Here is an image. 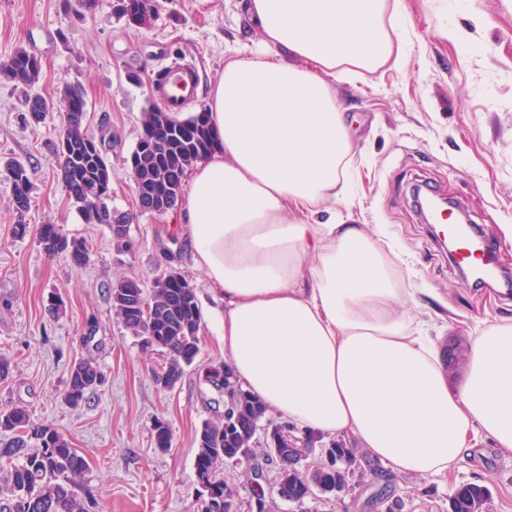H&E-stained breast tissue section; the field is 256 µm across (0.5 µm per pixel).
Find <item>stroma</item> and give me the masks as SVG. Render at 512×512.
Returning <instances> with one entry per match:
<instances>
[{
    "instance_id": "stroma-1",
    "label": "stroma",
    "mask_w": 512,
    "mask_h": 512,
    "mask_svg": "<svg viewBox=\"0 0 512 512\" xmlns=\"http://www.w3.org/2000/svg\"><path fill=\"white\" fill-rule=\"evenodd\" d=\"M114 4L95 0L87 10L78 0H0V64L23 48L42 65L32 89L0 79V358L11 365L0 380V411L26 407L34 423L50 425L85 456L76 491L87 512H197L195 435L202 422L224 415V395L206 379L208 368L224 362L213 331L222 304L172 230L178 209L138 210L127 160L144 112L157 105L148 84L160 65L196 66L197 94L187 108L193 114L206 109L225 61L260 33L241 0H153L150 20L139 26L127 25ZM396 18L406 37L398 61L336 86L353 125L354 160L347 197L321 206L320 217L350 216L399 246L400 274L421 291L406 316L429 335L460 338L448 370L456 384L476 331L489 320L512 319V295L461 279L411 191L426 183L453 200L492 242L496 261L512 270V241L501 231L512 225V0H397ZM69 86L82 90L84 128L112 169L108 204L132 218L127 246L113 242L107 225L85 223L62 188L52 149L62 112L28 121V94L54 102ZM9 161L24 164L32 184L21 213L4 168ZM18 224L28 225L27 236L16 237ZM44 224L84 242L83 266L68 254L44 253L37 237ZM171 269L194 289L201 323L194 363L166 389L154 374L167 354L142 347L117 318L110 290L122 279L151 289ZM58 297L60 313L52 307ZM77 359L92 360L104 382L74 408L63 393ZM159 421L171 434L166 449L155 444ZM254 448L255 461L222 471L235 493L234 512H256L259 488L265 512H450L452 495L467 483L489 489L484 512H512V453L489 444L445 478L399 475L362 450L344 491L300 503L278 496L279 462L266 454L263 435Z\"/></svg>"
}]
</instances>
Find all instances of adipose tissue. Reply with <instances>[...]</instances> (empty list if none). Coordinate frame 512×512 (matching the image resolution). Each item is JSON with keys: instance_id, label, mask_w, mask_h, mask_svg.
I'll return each instance as SVG.
<instances>
[{"instance_id": "ef3b65f1", "label": "adipose tissue", "mask_w": 512, "mask_h": 512, "mask_svg": "<svg viewBox=\"0 0 512 512\" xmlns=\"http://www.w3.org/2000/svg\"><path fill=\"white\" fill-rule=\"evenodd\" d=\"M259 47L210 92L217 142L190 172L179 231L224 312L239 386L282 420L360 443L399 474L447 476L480 441L512 451V321L473 337L463 382L402 307L396 253L359 224L312 223L345 194L350 129L333 80L403 44L389 0H244Z\"/></svg>"}]
</instances>
